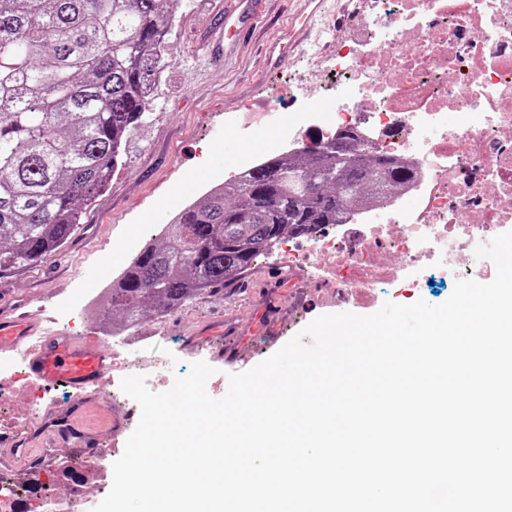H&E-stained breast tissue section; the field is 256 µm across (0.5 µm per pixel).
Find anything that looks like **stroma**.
Wrapping results in <instances>:
<instances>
[{"label": "stroma", "instance_id": "35a3bbf8", "mask_svg": "<svg viewBox=\"0 0 512 512\" xmlns=\"http://www.w3.org/2000/svg\"><path fill=\"white\" fill-rule=\"evenodd\" d=\"M230 0H179L165 51V66L151 96L148 123L131 138L127 159L115 172L108 189L85 211L82 222L54 254L19 273L0 278V305L26 304L38 311L65 300L73 289L90 288L100 267L102 251L132 256V245L145 225L165 228L169 223L172 188L194 171L220 175L239 161L236 152L219 153L224 118L237 114L243 104L280 95L294 69L307 61L293 57L275 71H266L259 52L263 43L285 35L299 24L301 0H266L265 10L253 23L251 40L233 48L222 61L204 57L207 45L217 41ZM252 295L238 288L199 298L178 311L175 320L145 317L144 331L158 334L150 353L159 359L148 387L162 392L175 378L188 374L192 362L207 360V353H189L180 346L183 336L206 331L209 322L234 324L237 341L249 350L239 371L259 364L314 318L327 314L317 306L296 314L288 306V290L272 269L257 266ZM452 286L428 279L417 288H385L352 308L368 315L386 302L411 304L424 300L445 302Z\"/></svg>", "mask_w": 512, "mask_h": 512}]
</instances>
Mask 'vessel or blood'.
Returning <instances> with one entry per match:
<instances>
[{
	"instance_id": "vessel-or-blood-1",
	"label": "vessel or blood",
	"mask_w": 512,
	"mask_h": 512,
	"mask_svg": "<svg viewBox=\"0 0 512 512\" xmlns=\"http://www.w3.org/2000/svg\"><path fill=\"white\" fill-rule=\"evenodd\" d=\"M266 0H235L233 11L224 15V33L234 39L245 37L251 19L263 10ZM295 36L277 39L267 58L268 67L287 62L299 48ZM41 312H0V354L10 352L28 338L40 337V344L29 351L27 378L43 393L60 387L94 389L112 371V352L96 336H53L43 326Z\"/></svg>"
}]
</instances>
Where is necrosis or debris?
Here are the masks:
<instances>
[{"mask_svg": "<svg viewBox=\"0 0 512 512\" xmlns=\"http://www.w3.org/2000/svg\"><path fill=\"white\" fill-rule=\"evenodd\" d=\"M305 107L289 110L270 100L262 126H228L245 143L240 162L224 177L195 174L190 187L217 188L239 181L270 156L316 152L343 134L358 149L404 164L409 177L384 188L376 201L352 209L335 224L313 227L298 245L268 247L269 264L300 273L290 294L312 292L325 305L349 308L385 284L436 267L453 279L489 272L475 248L512 224V0H362L331 52L311 53L294 76ZM97 288L75 291V306L114 356L128 355L139 371L153 364L155 336L135 324H112L100 298L122 275L103 261ZM25 354L5 363L0 382V512H80L82 488L104 484L105 473L73 447L63 462L69 477L40 480L43 449L19 452L24 436L55 440L74 427L69 409L53 412L22 404L13 384L25 376Z\"/></svg>", "mask_w": 512, "mask_h": 512, "instance_id": "4bbe7bcc", "label": "necrosis or debris"}]
</instances>
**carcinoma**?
Returning <instances> with one entry per match:
<instances>
[{"label": "carcinoma", "mask_w": 512, "mask_h": 512, "mask_svg": "<svg viewBox=\"0 0 512 512\" xmlns=\"http://www.w3.org/2000/svg\"><path fill=\"white\" fill-rule=\"evenodd\" d=\"M164 0H0V277L55 253L146 124L173 9ZM346 144L274 159L181 209L112 289L116 323L229 287L288 233L403 179Z\"/></svg>", "instance_id": "carcinoma-1"}]
</instances>
